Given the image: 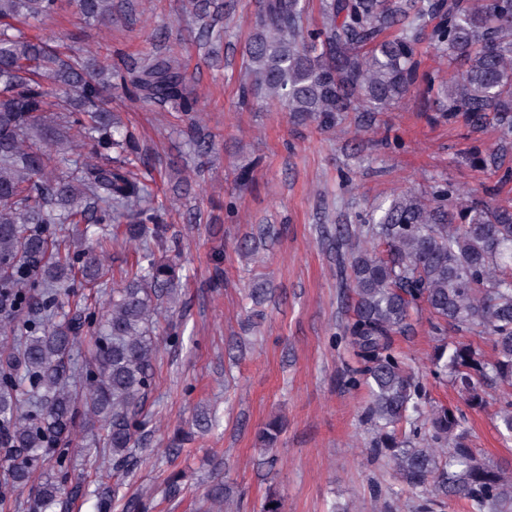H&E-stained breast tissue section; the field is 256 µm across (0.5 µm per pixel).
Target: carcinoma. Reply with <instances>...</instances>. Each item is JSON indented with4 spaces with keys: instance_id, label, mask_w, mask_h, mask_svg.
<instances>
[{
    "instance_id": "1",
    "label": "carcinoma",
    "mask_w": 512,
    "mask_h": 512,
    "mask_svg": "<svg viewBox=\"0 0 512 512\" xmlns=\"http://www.w3.org/2000/svg\"><path fill=\"white\" fill-rule=\"evenodd\" d=\"M87 21L112 20V0H74ZM59 0H0V335L12 348L0 360V445L12 463L0 470V502L32 482L33 467L53 458L57 472L32 487L30 512H56L81 491L68 484L66 445L85 417L104 422L102 448L112 468L137 459L149 417L158 341L156 327L178 300L176 267L158 262L175 251L164 215L174 200L149 190L136 132L106 108L112 73L13 22L52 17ZM321 27L306 26L307 0H258L245 47L239 99L273 100L296 124L333 130L346 112L368 127L416 88L419 45L448 57V79L429 84L436 111L474 128L493 124L503 147L475 150L469 164L512 179V0H319ZM66 92L45 85L44 75ZM119 79L130 100L202 110L198 92L175 61L148 54L124 63ZM190 153L206 156L211 135L197 124ZM69 144L70 158L53 151ZM92 145L93 154L84 153ZM442 182L425 195L392 194L378 219L356 227L323 224L353 317L343 336L357 358L349 385L370 394L366 417L377 432L370 454L419 491L417 512L435 499H459L469 512H512L509 465H490L469 447L463 416L444 407L418 417L423 389L393 348L414 332L425 310L437 336L488 334L495 358L450 342L433 359L451 371L468 402H482L490 381L512 386V203ZM49 224H121L135 264L103 303L100 316L80 308L59 314L71 283L97 288L108 241L72 251ZM86 345L90 361L73 358ZM499 433L512 440V401L499 410Z\"/></svg>"
}]
</instances>
